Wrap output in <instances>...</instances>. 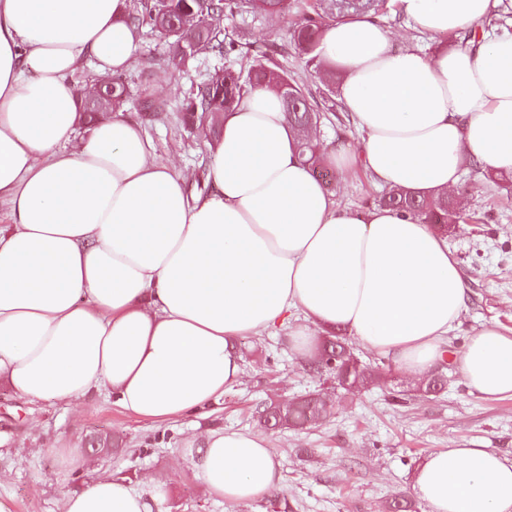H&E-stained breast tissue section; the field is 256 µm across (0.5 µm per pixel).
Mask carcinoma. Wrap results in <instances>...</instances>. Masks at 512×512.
Here are the masks:
<instances>
[{
	"label": "carcinoma",
	"mask_w": 512,
	"mask_h": 512,
	"mask_svg": "<svg viewBox=\"0 0 512 512\" xmlns=\"http://www.w3.org/2000/svg\"><path fill=\"white\" fill-rule=\"evenodd\" d=\"M241 4L243 0H140L129 20L139 28H149L171 40L168 66L177 71L195 58V52L189 47L191 42L218 55L235 50L236 43L228 42L224 37L221 21L224 16L240 9ZM248 4L252 9L269 15L283 16L288 11L287 0H248ZM384 7L385 0H318L316 6L287 31L288 43L273 44L268 53L254 59L248 66L238 71L226 68L223 74L213 76L200 85L196 93L182 103L181 111L185 112L186 121L219 128L223 125L224 112L234 108L246 90L265 87L283 100L288 122L298 135L299 156L312 169L322 168L324 160L319 146L309 138L310 131L317 124V113L309 102L308 91L288 76L274 56L287 54L291 46L308 56L322 80L333 85L336 73L324 69L316 54L324 26L330 21L352 16L377 14ZM127 96L123 80L119 77L112 79V100L105 102L103 111L119 110ZM379 204L403 211L428 224H455L461 219L454 202L442 194L425 197L391 191L379 199ZM333 340L338 354L333 356L324 349L319 363L327 366L328 372L336 374V385L348 391L352 387H366L372 383V374L360 367L357 359L350 355L345 339L335 336ZM331 408L326 398L314 396L270 406L268 410L271 415L280 416L285 424L302 428L321 422Z\"/></svg>",
	"instance_id": "1"
}]
</instances>
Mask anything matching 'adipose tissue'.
<instances>
[{
    "mask_svg": "<svg viewBox=\"0 0 512 512\" xmlns=\"http://www.w3.org/2000/svg\"><path fill=\"white\" fill-rule=\"evenodd\" d=\"M415 30L492 23L427 53L373 18L329 23L318 51L341 75L360 140L329 162L362 163L382 186L460 194L472 165L512 174V0H397ZM129 0H0V379L20 397L72 405L99 393L165 422L244 376L236 339L296 314L295 350L347 330L414 378L444 357L466 289L432 225L387 206L339 205L295 152L281 98L255 88L209 149L205 198L158 162L123 113L77 138L72 75L127 70L140 43ZM477 394L512 397V334L474 333L458 358ZM199 470L225 501L279 481L266 439L211 430ZM431 512H512V460L438 448L414 481ZM164 493L101 476L63 512H158Z\"/></svg>",
    "mask_w": 512,
    "mask_h": 512,
    "instance_id": "adipose-tissue-1",
    "label": "adipose tissue"
}]
</instances>
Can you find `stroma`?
Masks as SVG:
<instances>
[{"label":"stroma","mask_w":512,"mask_h":512,"mask_svg":"<svg viewBox=\"0 0 512 512\" xmlns=\"http://www.w3.org/2000/svg\"><path fill=\"white\" fill-rule=\"evenodd\" d=\"M313 0H293L288 16L245 12L223 20L228 39L247 42V51L218 56L204 51L182 71H170V42L148 31L122 78L130 95L125 117L151 139L159 161L174 164L193 197L213 187L207 128L186 125L180 110L215 70L249 63L273 43ZM160 104L143 109L145 98ZM329 193L341 205L363 212L376 206L383 189L361 164L333 169ZM462 218L445 235L467 288L458 328L437 369L445 388L428 394L418 379L393 362L347 338L351 354L374 375L365 388H337L328 373L310 370L309 358L287 344L288 325L243 336L235 346L245 375L203 410L166 422L126 411L114 397L98 395L77 405L31 402L0 384V512H62L70 492L100 474L128 478L136 487L166 490L161 512H387L406 499L409 512H428L414 491L417 468L437 448H485L512 460V398H485L461 375L457 355L468 338L494 324L512 331V183L471 167L463 177ZM323 393L334 408L311 428L266 429L263 407ZM213 428L251 432L266 438L279 470L276 487L261 499L232 503L207 489L197 468L198 438ZM98 436L112 449L97 455L92 469L63 463L61 448H80Z\"/></svg>","instance_id":"1"}]
</instances>
